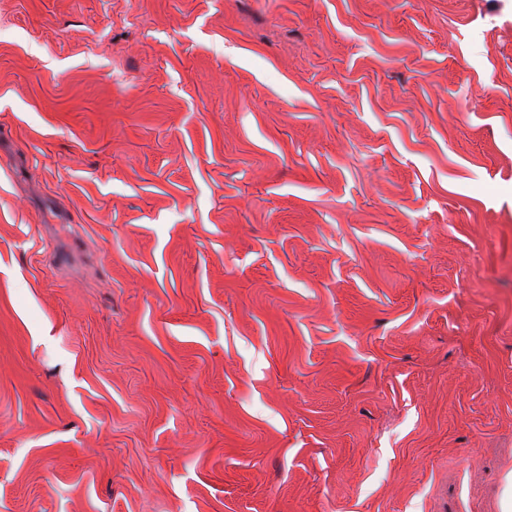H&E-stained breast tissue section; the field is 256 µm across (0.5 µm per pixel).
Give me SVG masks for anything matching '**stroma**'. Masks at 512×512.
I'll use <instances>...</instances> for the list:
<instances>
[{
  "label": "stroma",
  "mask_w": 512,
  "mask_h": 512,
  "mask_svg": "<svg viewBox=\"0 0 512 512\" xmlns=\"http://www.w3.org/2000/svg\"><path fill=\"white\" fill-rule=\"evenodd\" d=\"M512 0H0V512H501Z\"/></svg>",
  "instance_id": "1"
}]
</instances>
